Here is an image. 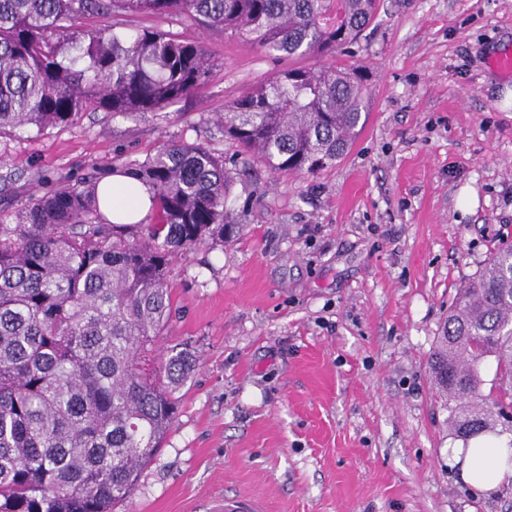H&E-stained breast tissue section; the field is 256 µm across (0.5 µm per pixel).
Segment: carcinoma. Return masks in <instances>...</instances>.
Returning a JSON list of instances; mask_svg holds the SVG:
<instances>
[{"mask_svg":"<svg viewBox=\"0 0 512 512\" xmlns=\"http://www.w3.org/2000/svg\"><path fill=\"white\" fill-rule=\"evenodd\" d=\"M379 0H0V135L72 124L90 109L156 112L200 93L214 62L196 40L126 18L231 31L267 55L335 57ZM359 67L278 72L220 121L274 174L334 165L366 119ZM120 171L153 192L154 224H111L98 184ZM235 182L224 156L166 143L21 204L0 224V512H114L170 430L193 355L157 352L169 266L222 246ZM496 361L484 394L480 366ZM430 370L455 436L512 432V241L460 289Z\"/></svg>","mask_w":512,"mask_h":512,"instance_id":"cac0c4a2","label":"carcinoma"}]
</instances>
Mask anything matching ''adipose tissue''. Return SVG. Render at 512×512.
<instances>
[{"label": "adipose tissue", "instance_id": "obj_1", "mask_svg": "<svg viewBox=\"0 0 512 512\" xmlns=\"http://www.w3.org/2000/svg\"><path fill=\"white\" fill-rule=\"evenodd\" d=\"M100 211L113 224H137L153 208L152 193L125 175H112L99 185ZM448 461L462 480L485 492L512 484V437L478 436L468 446L452 449Z\"/></svg>", "mask_w": 512, "mask_h": 512}]
</instances>
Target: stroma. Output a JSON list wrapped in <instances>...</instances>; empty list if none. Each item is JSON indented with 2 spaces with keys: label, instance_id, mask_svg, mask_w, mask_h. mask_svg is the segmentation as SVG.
Here are the masks:
<instances>
[{
  "label": "stroma",
  "instance_id": "obj_1",
  "mask_svg": "<svg viewBox=\"0 0 512 512\" xmlns=\"http://www.w3.org/2000/svg\"><path fill=\"white\" fill-rule=\"evenodd\" d=\"M206 90L158 112H83L74 124L0 138V222L31 194L97 168L202 143L238 178V232L170 267L161 346L196 367L177 418L116 512H512L448 464L461 445L430 360L459 289L512 241V111L490 65L512 51V0H381L340 63L369 75L367 120L317 175L241 159L217 118L309 57H270L198 26Z\"/></svg>",
  "mask_w": 512,
  "mask_h": 512
}]
</instances>
